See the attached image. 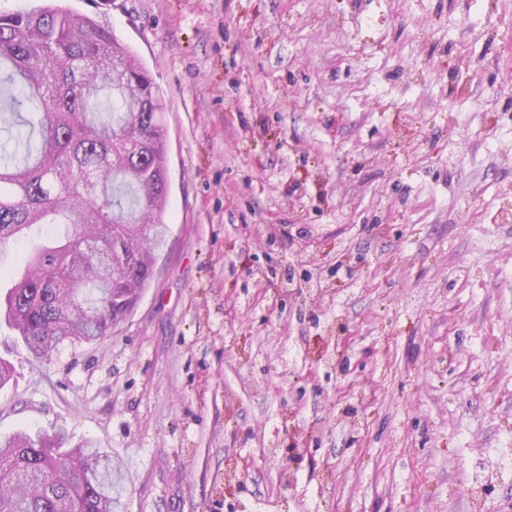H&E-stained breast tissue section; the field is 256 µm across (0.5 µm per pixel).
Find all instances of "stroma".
I'll list each match as a JSON object with an SVG mask.
<instances>
[{"mask_svg":"<svg viewBox=\"0 0 512 512\" xmlns=\"http://www.w3.org/2000/svg\"><path fill=\"white\" fill-rule=\"evenodd\" d=\"M63 4L163 91L169 247L98 343L0 326V435L95 440L118 512H512V0Z\"/></svg>","mask_w":512,"mask_h":512,"instance_id":"1","label":"stroma"}]
</instances>
